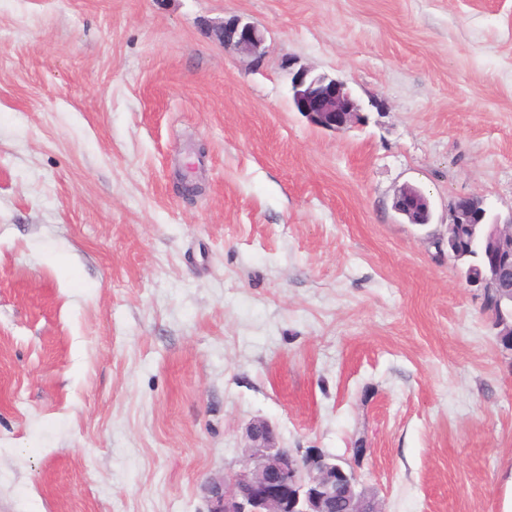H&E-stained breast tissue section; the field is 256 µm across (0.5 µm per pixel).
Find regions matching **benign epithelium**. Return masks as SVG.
Returning a JSON list of instances; mask_svg holds the SVG:
<instances>
[{
	"label": "benign epithelium",
	"mask_w": 512,
	"mask_h": 512,
	"mask_svg": "<svg viewBox=\"0 0 512 512\" xmlns=\"http://www.w3.org/2000/svg\"><path fill=\"white\" fill-rule=\"evenodd\" d=\"M211 34L224 46L256 57L265 43L258 26L240 16L211 25ZM290 91L295 109L317 128L336 131L365 122L361 106L342 81L325 74L313 75L302 68L292 73ZM393 208L411 224L430 222V200L416 186H402ZM470 224L492 225L484 243L485 269L465 279L467 286L484 293L497 286L501 267L512 266V215L505 221L497 217L490 220L481 200L460 197L448 224V246H454L459 226ZM487 314L498 335H512V306H500ZM246 437L239 469L204 483L207 512H330L336 495V472H344L341 466L326 461L318 448L282 447L265 420L252 421ZM352 476L355 483L350 485L348 496L353 512H383L377 497L365 499L359 495L363 484L357 473Z\"/></svg>",
	"instance_id": "7a95c632"
}]
</instances>
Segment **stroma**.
<instances>
[{"instance_id": "1", "label": "stroma", "mask_w": 512, "mask_h": 512, "mask_svg": "<svg viewBox=\"0 0 512 512\" xmlns=\"http://www.w3.org/2000/svg\"><path fill=\"white\" fill-rule=\"evenodd\" d=\"M300 68L367 123L312 126ZM462 196L512 215V0H0V512H206L255 419L384 512H512ZM210 28L211 34L224 47L260 57L265 36L256 24L244 21L240 16H231ZM430 200L418 187L404 185L396 193L393 201L395 212L410 224H429L431 216Z\"/></svg>"}]
</instances>
